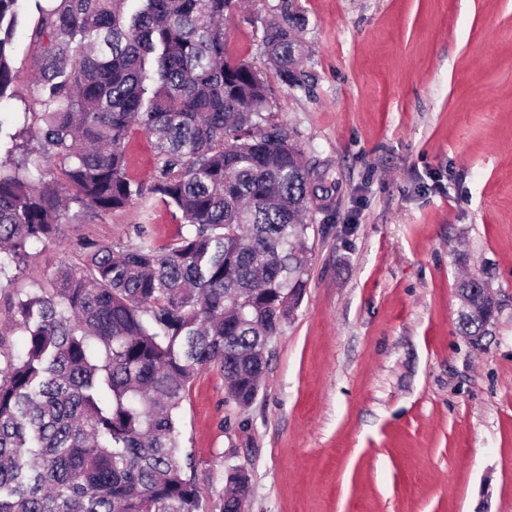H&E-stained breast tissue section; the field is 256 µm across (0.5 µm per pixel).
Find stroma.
I'll return each instance as SVG.
<instances>
[{"mask_svg":"<svg viewBox=\"0 0 512 512\" xmlns=\"http://www.w3.org/2000/svg\"><path fill=\"white\" fill-rule=\"evenodd\" d=\"M303 15L302 84L269 71L263 25ZM21 0L0 130L39 125ZM231 60L264 72L263 114L327 189L312 210L299 307L270 345L256 400L219 370L193 379L181 446L213 506L227 467L250 475L249 512H512V0H242L224 18ZM143 194L93 218L71 208L0 287L27 291L78 261L82 240L163 247L183 227L149 192L154 140L134 131ZM498 308L480 341L458 327L461 279Z\"/></svg>","mask_w":512,"mask_h":512,"instance_id":"1","label":"stroma"}]
</instances>
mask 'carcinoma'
<instances>
[{
	"instance_id": "obj_1",
	"label": "carcinoma",
	"mask_w": 512,
	"mask_h": 512,
	"mask_svg": "<svg viewBox=\"0 0 512 512\" xmlns=\"http://www.w3.org/2000/svg\"><path fill=\"white\" fill-rule=\"evenodd\" d=\"M31 34L36 128L0 152V268L57 241L70 205L96 215L142 195L129 135L155 136V200L187 234L164 248L140 225L121 251L87 241L76 263L8 297L0 330V512H205L178 411L197 373L253 402L269 346L309 280L304 250L313 172L262 114L261 72L225 56L236 0H52ZM19 0H0V99ZM291 11L263 29L281 83L301 86ZM493 315L459 316L479 336ZM25 336L13 353L11 336ZM247 512L249 476L226 470Z\"/></svg>"
}]
</instances>
